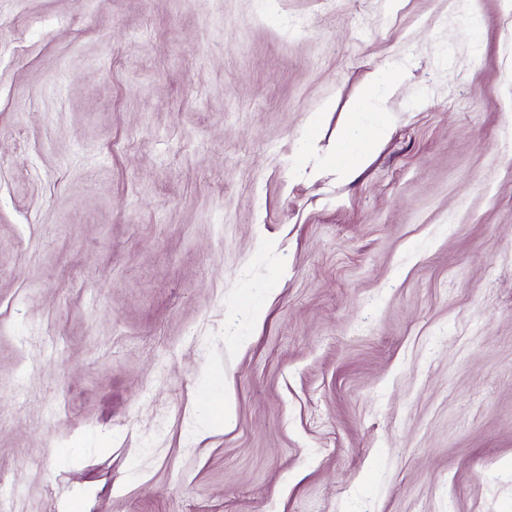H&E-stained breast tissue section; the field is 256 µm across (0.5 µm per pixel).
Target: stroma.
Returning a JSON list of instances; mask_svg holds the SVG:
<instances>
[{"instance_id": "35a3bbf8", "label": "stroma", "mask_w": 512, "mask_h": 512, "mask_svg": "<svg viewBox=\"0 0 512 512\" xmlns=\"http://www.w3.org/2000/svg\"><path fill=\"white\" fill-rule=\"evenodd\" d=\"M72 496L512 512V0H0V512ZM402 79L403 75L398 68H384L365 96L373 111L359 112L355 109L351 113L348 127L326 157V162L335 167L341 177H352L375 146L386 136L392 115L384 106L385 100L390 88Z\"/></svg>"}]
</instances>
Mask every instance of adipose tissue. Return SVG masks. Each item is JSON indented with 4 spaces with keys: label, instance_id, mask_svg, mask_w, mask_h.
<instances>
[{
    "label": "adipose tissue",
    "instance_id": "adipose-tissue-1",
    "mask_svg": "<svg viewBox=\"0 0 512 512\" xmlns=\"http://www.w3.org/2000/svg\"><path fill=\"white\" fill-rule=\"evenodd\" d=\"M401 79L398 68H384L365 96L371 106L370 111L352 113L348 127L326 157L327 163L335 167L341 177H352L385 137L392 122V115L385 108V100L390 88Z\"/></svg>",
    "mask_w": 512,
    "mask_h": 512
}]
</instances>
